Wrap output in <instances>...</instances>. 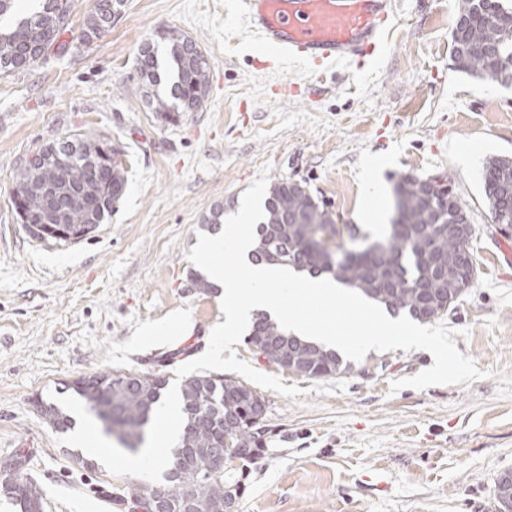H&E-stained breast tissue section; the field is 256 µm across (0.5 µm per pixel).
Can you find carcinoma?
Returning <instances> with one entry per match:
<instances>
[{
  "mask_svg": "<svg viewBox=\"0 0 512 512\" xmlns=\"http://www.w3.org/2000/svg\"><path fill=\"white\" fill-rule=\"evenodd\" d=\"M73 0L61 7V0H39L35 14L0 26V75L38 64L30 51L43 42L60 41L59 51L68 49L61 40L69 31ZM459 14L467 26L452 32L455 69L472 78L512 82V10L502 0H462ZM104 14L92 7L80 40L93 41L104 29ZM158 38L168 46V57L160 62L155 45H141L137 69L143 97L151 111L163 119L174 112L200 110L209 93V63L201 48L189 37H175L163 30ZM86 158L66 161L47 175L59 188L83 192L100 201L99 220L112 216L115 202L124 195L126 178L122 163L112 165L102 179L90 177ZM31 176L22 169L15 192L24 198L29 219L37 220L44 211L41 196L30 193ZM403 200L401 221H392L386 246L380 250L348 253L339 264L330 262L323 247L335 225L325 218L306 187L287 181L274 183L264 202V217L257 225V240L251 254L255 263L278 265L331 274L340 283L361 292L385 307L393 316L405 314L420 323H429L457 307L475 280L474 258L462 264L466 241L456 237L449 225L458 223L463 211L458 199H425L411 179L399 182ZM512 189V158L491 157L483 169V192L489 212L495 216L504 208V192ZM247 343L269 362L288 368V357L295 359L294 372L309 378L334 377L350 370L351 363L333 350L321 346L311 350L303 340L289 335L264 313L251 321ZM169 379L161 375L101 371L68 383L85 407L131 452L144 444L147 425L159 404ZM184 423L179 443L172 451L165 482L157 484L169 512H183L175 506L189 496L200 505L224 503L227 490L240 488L236 471L217 475L208 471L212 452L225 445L257 447L260 432L253 421L260 397L240 382L223 376L199 375L185 379L180 386ZM35 406L42 419L62 433L71 430L73 419L48 398L39 397ZM30 456L21 450L0 458V481L9 480V491L0 498L16 512H43V491L30 474ZM142 481L131 480L117 496L128 512H155L140 498Z\"/></svg>",
  "mask_w": 512,
  "mask_h": 512,
  "instance_id": "cac0c4a2",
  "label": "carcinoma"
}]
</instances>
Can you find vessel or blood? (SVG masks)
<instances>
[{"instance_id": "1", "label": "vessel or blood", "mask_w": 512, "mask_h": 512, "mask_svg": "<svg viewBox=\"0 0 512 512\" xmlns=\"http://www.w3.org/2000/svg\"><path fill=\"white\" fill-rule=\"evenodd\" d=\"M244 26L266 50L316 67L362 66L383 45L393 0H238Z\"/></svg>"}]
</instances>
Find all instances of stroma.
<instances>
[{"mask_svg": "<svg viewBox=\"0 0 512 512\" xmlns=\"http://www.w3.org/2000/svg\"><path fill=\"white\" fill-rule=\"evenodd\" d=\"M395 2L372 66L317 72L263 54L234 0H124L87 45L79 37L93 0H74L68 51L0 77V456H31L43 512H127L101 503L126 477L79 468L77 447L59 442L34 400L101 370L174 378L178 361L160 365L153 351L224 320L216 293L189 286L202 218L219 205L236 213L267 163L270 181L307 187L336 225L334 245L348 250L356 227L385 238L404 176L447 178L475 227L477 274L442 321L484 376L394 392L392 381L431 367L432 355L372 350L325 378L322 395L314 379L236 344L238 359L303 390L289 398L256 387L264 451L238 512H491L496 478L512 468V268L482 174L490 157H512V86L455 70L461 0ZM163 28L190 37L210 63L202 109L170 120L142 101L135 65L139 45ZM96 133L124 152L126 190L111 218L75 243L30 237L13 204L22 158Z\"/></svg>", "mask_w": 512, "mask_h": 512, "instance_id": "35a3bbf8", "label": "stroma"}]
</instances>
